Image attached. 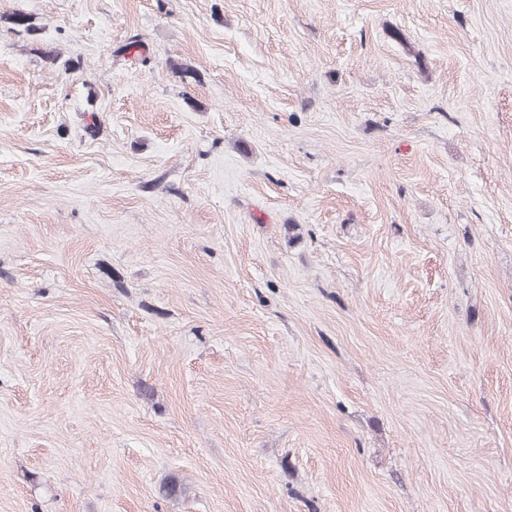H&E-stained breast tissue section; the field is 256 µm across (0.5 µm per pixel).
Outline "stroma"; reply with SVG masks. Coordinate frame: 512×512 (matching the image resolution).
<instances>
[{
	"label": "stroma",
	"instance_id": "obj_1",
	"mask_svg": "<svg viewBox=\"0 0 512 512\" xmlns=\"http://www.w3.org/2000/svg\"><path fill=\"white\" fill-rule=\"evenodd\" d=\"M0 512H512V0H0Z\"/></svg>",
	"mask_w": 512,
	"mask_h": 512
}]
</instances>
